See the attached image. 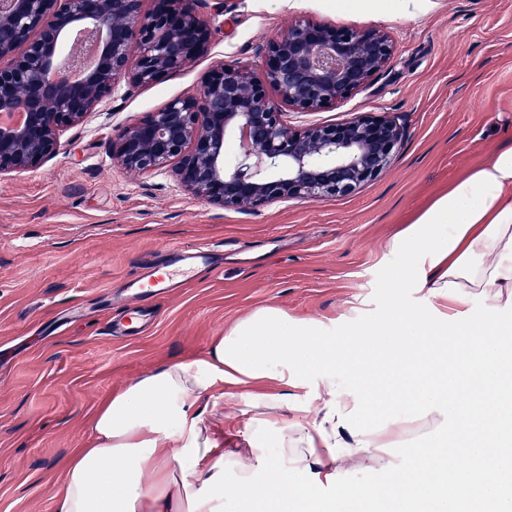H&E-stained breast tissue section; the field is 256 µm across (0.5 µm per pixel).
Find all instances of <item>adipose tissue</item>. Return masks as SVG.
I'll return each instance as SVG.
<instances>
[{
  "instance_id": "ef3b65f1",
  "label": "adipose tissue",
  "mask_w": 512,
  "mask_h": 512,
  "mask_svg": "<svg viewBox=\"0 0 512 512\" xmlns=\"http://www.w3.org/2000/svg\"><path fill=\"white\" fill-rule=\"evenodd\" d=\"M390 246L426 309L390 298L335 335L276 307L108 395L69 459L57 512H512V147L435 200ZM481 297V310L466 309ZM351 378L336 387L337 374ZM278 450L224 449L206 421L217 383ZM313 387L314 398L296 392ZM396 449L389 457L387 449ZM369 459L380 481L351 486ZM234 471L225 483V471Z\"/></svg>"
}]
</instances>
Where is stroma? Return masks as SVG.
<instances>
[{"label": "stroma", "instance_id": "obj_1", "mask_svg": "<svg viewBox=\"0 0 512 512\" xmlns=\"http://www.w3.org/2000/svg\"><path fill=\"white\" fill-rule=\"evenodd\" d=\"M206 51L157 82L116 85L64 130L35 169L0 175V512H56L64 466L86 447L112 391L163 364L201 358L209 340L263 307L343 332L383 312L388 293L423 308L391 239L437 198L512 146V0H197ZM388 33L395 52L370 84L289 126L387 112L404 127L392 164L347 197L276 200L253 213L188 193L170 169L112 160L116 133L199 89L220 65L260 68L288 24ZM205 244L212 268L151 299L149 328L113 339L114 288ZM224 445H277L278 426L245 431L241 388L221 384Z\"/></svg>", "mask_w": 512, "mask_h": 512}]
</instances>
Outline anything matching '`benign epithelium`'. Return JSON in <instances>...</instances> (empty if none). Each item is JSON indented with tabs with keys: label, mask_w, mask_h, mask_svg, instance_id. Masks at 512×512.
Here are the masks:
<instances>
[{
	"label": "benign epithelium",
	"mask_w": 512,
	"mask_h": 512,
	"mask_svg": "<svg viewBox=\"0 0 512 512\" xmlns=\"http://www.w3.org/2000/svg\"><path fill=\"white\" fill-rule=\"evenodd\" d=\"M0 0V174L49 159L60 133L121 80L147 85L207 48L196 0ZM393 54L375 29L303 22L263 49V69L222 65L196 92L112 139L125 170L171 168L194 196L253 212L278 199L349 195L378 176L404 135L386 112L294 129L285 110L313 112L369 85Z\"/></svg>",
	"instance_id": "1"
}]
</instances>
